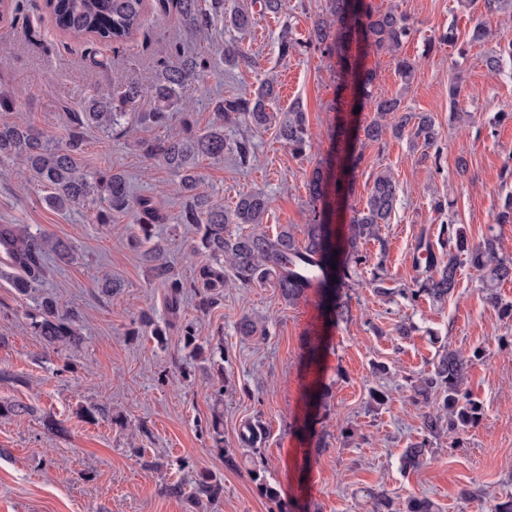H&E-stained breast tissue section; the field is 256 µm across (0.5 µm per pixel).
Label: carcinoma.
Here are the masks:
<instances>
[{"label": "carcinoma", "mask_w": 512, "mask_h": 512, "mask_svg": "<svg viewBox=\"0 0 512 512\" xmlns=\"http://www.w3.org/2000/svg\"><path fill=\"white\" fill-rule=\"evenodd\" d=\"M460 4L470 10L480 7L485 16L512 9V0H460ZM46 7L56 28L74 40L94 36L106 43L122 44L145 24L144 0H46ZM158 7L165 14H174L189 33L204 31L220 19L225 27L237 31H246L253 23L249 12L230 7L229 0H158ZM414 32L409 19L394 8L377 10L366 0H329V16L317 20L303 40L283 35L279 52L285 57L299 51L336 54L342 60L339 86L347 83L350 88V97L340 99L339 106L350 112L358 107L362 112L375 113L374 119L362 128L364 140L379 143L388 132L395 137L406 135L428 157L430 150L438 147L434 117L408 110L399 96L373 93V72L361 63L366 53L350 54L353 42L378 54L388 53L394 58L401 77L408 82L416 74V63L397 52ZM490 37L491 31L479 22L467 39L459 40L451 25L439 37V42L457 48L458 54L464 56L468 48L484 44ZM506 55L512 57V39L503 37L498 50L486 56V65L498 68ZM209 66L204 57L187 54L182 43H171L164 48L151 83L141 86L114 79L88 101L74 116L78 129L72 132L66 147L55 143L43 129L0 124V156L15 159L24 172L50 189L44 197L50 207L64 210L90 200L105 217L116 214L131 217L134 229L149 243L159 219L155 203L150 198L133 199L125 177L110 168L93 175L81 169L78 164L83 146L81 128L94 127L107 134L116 132L127 123L136 103L147 98L152 107L144 115L145 123L152 128L167 129L174 114L185 107L183 89L190 81L203 76ZM460 93L458 82H451L448 87L450 121L461 117ZM277 98L276 82L267 76L251 94L215 103V119L204 131L197 133L188 128L183 134L173 132L163 140L144 142L146 153L162 160L179 177V188L185 198L179 223L193 228L194 251L206 256V261L197 267L194 280L187 285L176 277L160 245L147 250L152 262L151 277L167 288L165 304L169 310L179 309L188 286L200 297L198 307L207 311L223 297L224 287L230 280L241 286L271 283L290 303L299 300L314 280L324 287L328 305L336 318L348 314L350 296L343 287L368 263V256L359 249V242L379 237L381 225L390 223L398 202V185L391 172H379L374 177L364 207L354 212L343 248L331 243L329 224L316 210L307 224V240L302 246L286 228L272 238L256 232L233 234L229 231L231 224L257 226L264 223L270 207L269 197L263 192H250L240 196L234 207L226 208L198 192L196 169L200 159H222L228 152L235 154L240 165L247 166L255 158L252 141L244 136L232 139L226 133L228 129L243 124L256 130L273 126L294 155L304 156L310 151L313 135L306 112L298 102L284 110L276 105ZM353 161L357 158L353 157L349 139L338 140V171L346 174ZM308 190L312 201L323 199L327 182L322 169L317 168L312 173ZM494 223L512 224V193L502 199ZM439 244L443 256H437L433 248L426 247L428 275L416 281L415 287L404 289V297L412 302L422 296L435 302L447 299L457 286L463 257L488 290L491 305L502 317L511 319L512 302L503 301L494 290L512 281V258L500 252L496 238L470 246L464 228L450 215L448 221L441 224ZM49 252L61 262L75 260L71 247L59 238L34 236L22 224H0V254L6 256L16 270L14 283L20 293L28 292L39 282L44 258ZM76 321L75 312L61 311L53 298L46 297L32 327L46 347L59 349L80 341ZM239 332L243 336L267 335L266 327L249 316L239 322ZM181 341L189 354L195 357L201 354L195 324L184 325ZM468 363L463 355L447 349L438 355L429 372L412 383V398L416 402L426 404L434 394H441L446 417L433 411L421 416L424 438L405 449L401 456L403 468L417 469L424 464L429 438L445 430L457 434L479 422L481 408L464 387ZM31 413L33 410L22 402L0 401L1 418H22ZM211 427L213 447L224 460V466L229 470L239 469L235 454L224 448L222 413L214 412ZM260 488L275 505L276 512H292L290 503L275 487L262 482ZM223 492L220 476L199 473L193 481L190 497L197 505L205 501L211 504Z\"/></svg>", "instance_id": "1"}]
</instances>
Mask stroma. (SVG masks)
<instances>
[{
	"label": "stroma",
	"mask_w": 512,
	"mask_h": 512,
	"mask_svg": "<svg viewBox=\"0 0 512 512\" xmlns=\"http://www.w3.org/2000/svg\"><path fill=\"white\" fill-rule=\"evenodd\" d=\"M395 6L414 24V36L400 53L419 65L417 78L404 84L390 55L365 59L378 94L401 96L414 112L430 113L438 127V160L423 158L408 138L385 134L382 142L355 145L360 164L346 179L344 197L328 196L322 208L334 235L342 237L354 210L362 208L375 175L388 169L400 187V202L379 239L362 242L371 264L351 282L349 315L336 319L323 289H307L296 303L284 301L273 285L229 286L220 305L202 313L187 293L178 315L165 307L166 291L152 279L143 247L131 239L130 219L114 216L99 223L95 205L59 212L46 190L25 178L12 159L0 158V224H25L36 236L72 243L77 258L50 260L32 293L20 294L0 264V400L32 405L24 420L0 418V512H196L187 497L167 494V486L213 471L224 479V494L208 512H270L261 483L279 489L295 512H372L371 493L384 492L394 508L412 497L432 500L439 512H490L498 498L512 494V321L486 298L478 275L462 267L452 296L436 303L411 302L401 295L425 278L415 248L436 241L443 222L432 209L437 197L454 201V216L470 244L488 236L502 197L512 192L504 180L512 166V121L495 124L497 113H512V59L500 68L485 64V46L466 58L440 44L425 45L448 27L467 37L480 16L457 0H377ZM277 16L255 13L250 31L225 29L223 22L187 36L175 16L148 7L142 30L129 41L110 45L74 41L53 26L44 0H19L0 21V95L13 106L0 111L1 123L48 130L59 144L69 139L72 117L113 76L149 84L163 48L184 43L209 58L211 69L184 91L189 120L174 118L175 129L205 128L222 98L250 94L264 74L278 77V104L302 102L314 134L311 151L294 156L275 130L239 127L255 159L239 165L232 156L201 161L199 191L211 201L234 206L240 195L261 191L270 209L260 229L276 236L289 228L305 238L310 217L308 180L315 167L335 176L339 132L354 133L371 120L336 107V57L318 53L278 54L285 27L307 37L325 14L326 0H287ZM235 46L255 61L247 68L226 62ZM461 74L460 104L467 117L448 121V82ZM162 129L140 124L111 135L88 127L78 162L85 172L110 168L129 182L133 198L152 199L161 215L155 240L185 280H192L203 255L192 250V234L177 221L184 204L177 178L140 141L165 137ZM469 173L459 177L458 158ZM382 263L386 287L375 292L373 269ZM110 274L117 291L98 286ZM78 315L82 342L75 349L50 350L31 326L42 298ZM246 315L266 320V336L244 337L236 326ZM167 325L168 345L134 330L143 317ZM196 323L201 338L224 336V378L214 380L207 362L186 358L181 329ZM412 324L409 335L397 332ZM482 356L468 369L465 386L482 407L478 425L461 434L432 440L419 469L402 473L399 458L421 441L423 409L410 397V384L432 368L443 348ZM374 389L388 397L371 398ZM96 405L95 417L83 416ZM224 414V446L242 457L238 470L216 458L205 428L213 412ZM59 422L47 432L41 416ZM265 435L259 444L262 480H255L241 440L247 424ZM351 438H343L340 426Z\"/></svg>",
	"instance_id": "35a3bbf8"
}]
</instances>
